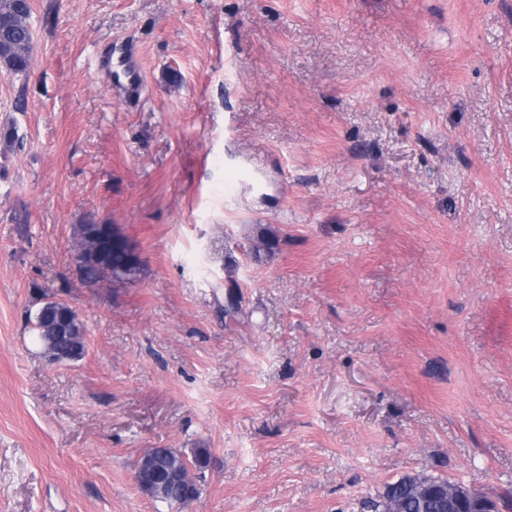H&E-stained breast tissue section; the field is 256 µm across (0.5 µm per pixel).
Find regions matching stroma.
Masks as SVG:
<instances>
[{
    "instance_id": "obj_1",
    "label": "stroma",
    "mask_w": 512,
    "mask_h": 512,
    "mask_svg": "<svg viewBox=\"0 0 512 512\" xmlns=\"http://www.w3.org/2000/svg\"><path fill=\"white\" fill-rule=\"evenodd\" d=\"M30 23L27 75L0 68L24 136L0 138V512H172L148 448L210 450L183 512H361L416 473L512 512V0H32ZM80 224L118 225L137 277L78 280ZM38 287L82 359L34 342ZM125 54L128 60V68L126 71V83L122 86V92L125 97L131 98L139 96L143 89V80L135 66L137 55L136 46L128 42L125 46ZM280 245V239L277 234L272 231L261 233L258 243L250 247L249 255L254 263H262L264 258L273 254Z\"/></svg>"
}]
</instances>
